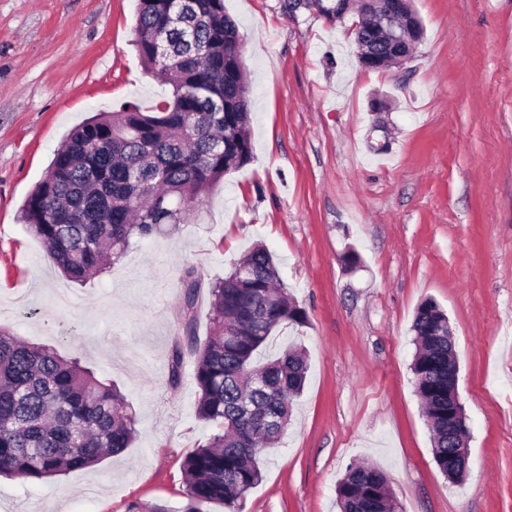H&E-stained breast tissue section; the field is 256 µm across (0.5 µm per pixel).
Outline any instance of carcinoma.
<instances>
[{
	"label": "carcinoma",
	"instance_id": "cac0c4a2",
	"mask_svg": "<svg viewBox=\"0 0 512 512\" xmlns=\"http://www.w3.org/2000/svg\"><path fill=\"white\" fill-rule=\"evenodd\" d=\"M331 21L355 13L345 0H283ZM353 28L357 52L382 35ZM136 47L152 76L171 94L148 112L129 106L102 112L57 149L45 177L21 210V221L46 247L49 260L74 282L100 275L145 239L187 223L207 191L252 158L250 89L238 24L224 0H139ZM201 282L195 270L181 278L180 315L195 356L197 417L216 432L182 464L188 504L205 512L219 503L238 512L262 480V456L277 444L305 383V351L289 345L256 365L280 326L303 327L305 311L281 283L273 254L256 244L211 284V327L204 343L194 331ZM448 317L433 300L422 302L411 331V369L433 441V460L448 474ZM184 353L175 346L169 381L177 385ZM265 379L255 411L241 408L242 391ZM135 414L108 379L77 357L26 342L0 330V477L48 480L98 464L128 448ZM340 512H395L385 477L369 463L350 467L336 486Z\"/></svg>",
	"mask_w": 512,
	"mask_h": 512
}]
</instances>
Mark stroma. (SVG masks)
I'll return each mask as SVG.
<instances>
[{"mask_svg":"<svg viewBox=\"0 0 512 512\" xmlns=\"http://www.w3.org/2000/svg\"><path fill=\"white\" fill-rule=\"evenodd\" d=\"M250 84L251 161L189 223L133 240L107 273L66 281L20 219L65 136L98 112L170 93L136 46L138 0H0V328L78 355L136 414L122 454L54 481L0 480V512H183L196 417L194 357L178 385L180 279L209 288L255 243L307 314L279 330L307 352L305 388L242 512H339L336 485L369 461L400 512H512V0H415L405 65L363 68L354 16L289 19L282 0H224ZM389 97L370 109L375 93ZM355 247L361 262L342 256ZM446 312L469 430L468 472L444 477L411 362L417 307Z\"/></svg>","mask_w":512,"mask_h":512,"instance_id":"stroma-1","label":"stroma"}]
</instances>
